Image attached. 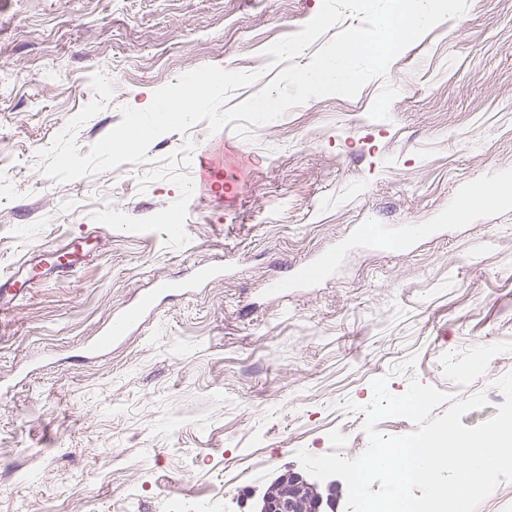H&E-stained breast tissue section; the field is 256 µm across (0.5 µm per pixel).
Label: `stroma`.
Instances as JSON below:
<instances>
[{
	"label": "stroma",
	"instance_id": "1",
	"mask_svg": "<svg viewBox=\"0 0 512 512\" xmlns=\"http://www.w3.org/2000/svg\"><path fill=\"white\" fill-rule=\"evenodd\" d=\"M322 0H0V276L73 237L99 246L73 276L42 269L0 325V512H251L298 450L363 454L358 407L411 379L497 414L512 374V202L451 214L458 188L512 180V0H468L353 97H314L271 123L200 122L138 164L69 182L42 150L120 74L73 132L80 154L124 108L212 65L281 71L259 42L298 32ZM216 170L198 190V155ZM182 224L171 238L158 213ZM353 224H444L405 254L356 250L324 281L273 293ZM222 279L161 297L133 334L84 354L157 278ZM33 481H26V474Z\"/></svg>",
	"mask_w": 512,
	"mask_h": 512
}]
</instances>
